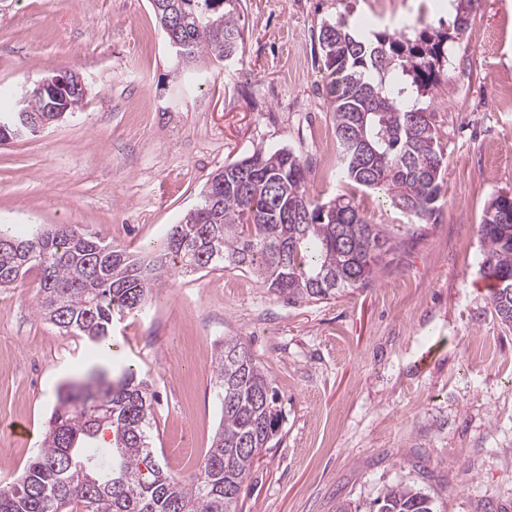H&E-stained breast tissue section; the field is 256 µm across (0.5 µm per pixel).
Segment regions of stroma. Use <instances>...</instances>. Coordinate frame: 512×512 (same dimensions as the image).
Listing matches in <instances>:
<instances>
[{
    "label": "stroma",
    "instance_id": "stroma-1",
    "mask_svg": "<svg viewBox=\"0 0 512 512\" xmlns=\"http://www.w3.org/2000/svg\"><path fill=\"white\" fill-rule=\"evenodd\" d=\"M436 0H239L240 53L179 62L151 0H0V95L65 70L79 107L38 136L0 143V231L77 224L143 250L159 246L213 173L254 151L311 164V196H346L376 224L387 197L324 166L335 140L319 27L446 38L426 98L447 192L436 219L372 284L288 305L250 276L165 279L146 314L112 326V355L37 310L36 273L0 289V485L36 454L59 388L133 366L158 394L154 440L169 471L194 472L220 409L215 346L238 336L278 392V439L263 451L243 512H373L393 485L437 512H512V328L479 270L487 203L512 191V0H479L462 36ZM427 364H420L423 353ZM30 422L29 438L12 426Z\"/></svg>",
    "mask_w": 512,
    "mask_h": 512
}]
</instances>
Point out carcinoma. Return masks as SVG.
Wrapping results in <instances>:
<instances>
[{
    "label": "carcinoma",
    "mask_w": 512,
    "mask_h": 512,
    "mask_svg": "<svg viewBox=\"0 0 512 512\" xmlns=\"http://www.w3.org/2000/svg\"><path fill=\"white\" fill-rule=\"evenodd\" d=\"M184 62L205 53L234 56L243 43L233 0H182ZM478 0H458L461 12ZM319 46L333 110L341 178L387 196L407 217L394 234L372 224L351 200L328 203L307 190L310 165L291 150H256L224 166L200 203L172 225L160 247L138 257L76 225L0 233L15 249L0 253V288L37 271V308L60 331L93 344L112 334V320L146 313L172 273L238 269L290 304L333 298L365 288L430 223L444 193L443 158L421 98L439 79L444 38L353 36L339 20L319 28ZM39 101L26 97L7 117L34 119ZM512 195L499 194L483 211L480 271L495 284L491 305L512 325ZM214 389L221 418L198 471L165 469L154 448L155 393L125 367L58 394L41 448L15 482L0 487V512H241L244 483L270 447L280 423L278 394L242 338H224L215 359ZM112 433V446L91 445ZM376 512H435L431 498L396 485Z\"/></svg>",
    "instance_id": "obj_1"
}]
</instances>
